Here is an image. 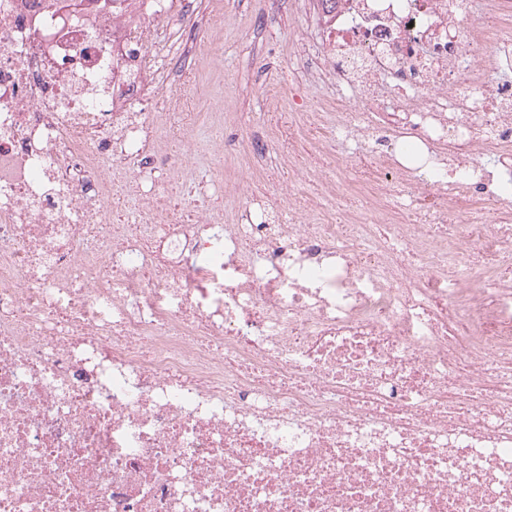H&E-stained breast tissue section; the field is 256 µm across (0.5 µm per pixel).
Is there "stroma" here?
<instances>
[{"label": "stroma", "instance_id": "35a3bbf8", "mask_svg": "<svg viewBox=\"0 0 512 512\" xmlns=\"http://www.w3.org/2000/svg\"><path fill=\"white\" fill-rule=\"evenodd\" d=\"M315 12L304 10L301 0H224V48L203 56L193 32H185L183 45L201 61L194 67L173 64L170 82L185 100V109L199 113L192 130L202 134L208 123V99L223 100L224 109L249 119L262 133L267 150L264 164L274 163L288 133L295 105L292 85H305L311 99H330L331 84L306 86L301 69L304 57L321 51L318 41L302 46L293 30L317 25Z\"/></svg>", "mask_w": 512, "mask_h": 512}]
</instances>
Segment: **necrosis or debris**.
Returning <instances> with one entry per match:
<instances>
[{
  "instance_id": "obj_1",
  "label": "necrosis or debris",
  "mask_w": 512,
  "mask_h": 512,
  "mask_svg": "<svg viewBox=\"0 0 512 512\" xmlns=\"http://www.w3.org/2000/svg\"><path fill=\"white\" fill-rule=\"evenodd\" d=\"M481 2L315 0L336 107L292 113L272 211L158 58L182 17L223 45L213 13L0 0V512H512V0Z\"/></svg>"
}]
</instances>
